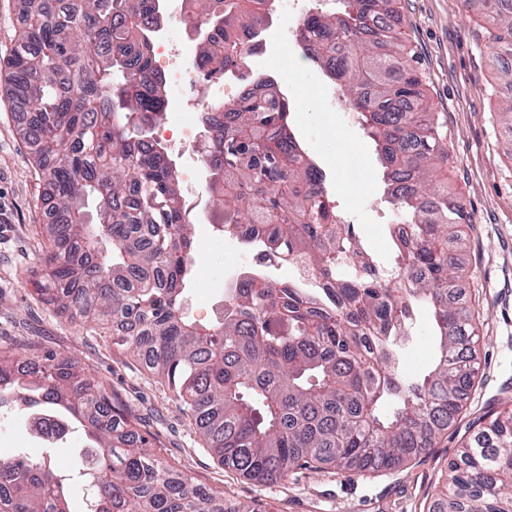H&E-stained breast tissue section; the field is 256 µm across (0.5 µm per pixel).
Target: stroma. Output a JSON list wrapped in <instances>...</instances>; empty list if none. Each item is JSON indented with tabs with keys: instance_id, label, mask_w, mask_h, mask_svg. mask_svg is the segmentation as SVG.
Wrapping results in <instances>:
<instances>
[{
	"instance_id": "stroma-1",
	"label": "stroma",
	"mask_w": 512,
	"mask_h": 512,
	"mask_svg": "<svg viewBox=\"0 0 512 512\" xmlns=\"http://www.w3.org/2000/svg\"><path fill=\"white\" fill-rule=\"evenodd\" d=\"M483 0H398L401 39L433 111L448 131L449 188L458 193L471 222L464 228L461 259L463 306L471 308L479 335V376L456 423L435 448L391 471L347 476L333 469L300 470L287 481L259 485L220 465L204 448L194 425L161 385L110 334L89 336L78 321L42 302L34 285L49 272L46 221L37 198L39 178L17 133L18 117L3 93L0 72V350L34 346L57 352L108 379L139 417L138 428L176 469L225 499L258 512H428L461 442L490 413L512 402V161L505 155L512 124L500 107L512 95L491 67L478 25ZM288 13L272 9L250 57L253 71L272 73L281 62ZM286 90L313 101L315 115L299 113L296 134L325 172L326 186L341 213L356 224L382 260L393 250L390 205L383 191L374 145L354 112L337 109L339 88L310 60L296 59ZM214 215L195 225L199 268L188 285L184 313L208 323L224 306V290L240 274L234 256L254 245L217 235Z\"/></svg>"
}]
</instances>
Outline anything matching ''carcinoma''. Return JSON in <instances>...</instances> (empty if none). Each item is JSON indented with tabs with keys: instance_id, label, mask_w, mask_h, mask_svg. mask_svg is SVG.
<instances>
[{
	"instance_id": "1",
	"label": "carcinoma",
	"mask_w": 512,
	"mask_h": 512,
	"mask_svg": "<svg viewBox=\"0 0 512 512\" xmlns=\"http://www.w3.org/2000/svg\"><path fill=\"white\" fill-rule=\"evenodd\" d=\"M394 0H336L310 12L296 40L347 95L383 168L394 223L393 262L381 264L343 224L325 177L296 135L277 79L241 83L234 109L213 104L205 166L224 237L260 244L306 267L316 284L282 288L263 274L224 291L223 314L201 324L183 312L193 275L194 224L150 121L167 101L153 64L161 0H17V38L0 58L5 98L18 115L39 180L51 273L48 305L112 327L161 378L219 464L259 483L297 469H396L434 447L455 422L478 374L476 328L456 300L457 252L468 216L439 172L448 136L414 59L400 44ZM482 29L501 81L512 86V0H485ZM196 73L235 77L240 29L260 36L271 0H202ZM82 27L84 41L70 36ZM96 220L87 221L86 204ZM249 208L257 230L233 223ZM431 319L433 359L399 366L418 308ZM48 439L75 424L86 442L83 512H255L195 484L137 427L112 384L72 358L0 350V418ZM0 512H75L67 478L47 457L0 462ZM431 512H512V407L485 419L448 462Z\"/></svg>"
}]
</instances>
